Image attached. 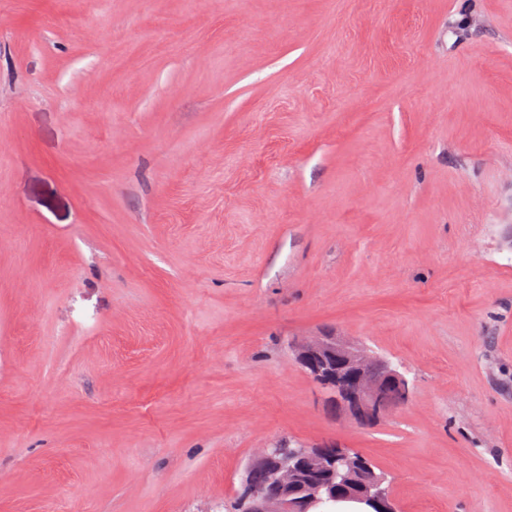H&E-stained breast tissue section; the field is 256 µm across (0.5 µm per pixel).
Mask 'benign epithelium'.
Masks as SVG:
<instances>
[{
  "instance_id": "benign-epithelium-1",
  "label": "benign epithelium",
  "mask_w": 512,
  "mask_h": 512,
  "mask_svg": "<svg viewBox=\"0 0 512 512\" xmlns=\"http://www.w3.org/2000/svg\"><path fill=\"white\" fill-rule=\"evenodd\" d=\"M289 347L296 363L313 381L332 389L348 417L360 424L376 422L395 408L392 393L400 394V405L410 398L407 378L390 360L335 332L293 340ZM347 456L342 448L329 451L327 444L288 451L278 445L265 448L259 459L269 467L274 490L256 487L248 465L241 481L242 497L250 502L252 512H310L326 495L353 484L356 499L375 512H396L389 489L374 473L356 483L339 473L336 463L345 462Z\"/></svg>"
}]
</instances>
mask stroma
<instances>
[{
    "label": "stroma",
    "instance_id": "1",
    "mask_svg": "<svg viewBox=\"0 0 512 512\" xmlns=\"http://www.w3.org/2000/svg\"><path fill=\"white\" fill-rule=\"evenodd\" d=\"M0 14V512H224L288 438L512 512V0ZM325 329L409 401L335 410ZM294 360L313 381L336 393L348 417L373 423L410 398L407 378L393 363L368 351L357 341L325 332L289 343ZM399 392L398 403L390 396Z\"/></svg>",
    "mask_w": 512,
    "mask_h": 512
}]
</instances>
